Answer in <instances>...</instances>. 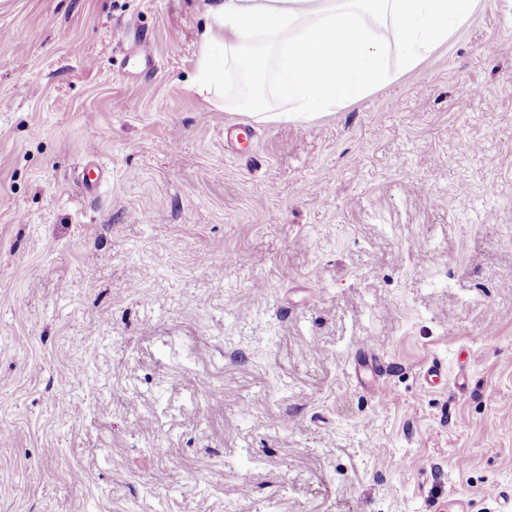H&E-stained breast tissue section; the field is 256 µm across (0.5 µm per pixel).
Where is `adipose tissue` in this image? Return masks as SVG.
Returning a JSON list of instances; mask_svg holds the SVG:
<instances>
[{
    "label": "adipose tissue",
    "mask_w": 512,
    "mask_h": 512,
    "mask_svg": "<svg viewBox=\"0 0 512 512\" xmlns=\"http://www.w3.org/2000/svg\"><path fill=\"white\" fill-rule=\"evenodd\" d=\"M477 0H217L201 39L197 85L253 117L313 119L415 69L468 21ZM287 103L280 111L275 101Z\"/></svg>",
    "instance_id": "ef3b65f1"
}]
</instances>
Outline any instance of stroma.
Wrapping results in <instances>:
<instances>
[{
    "mask_svg": "<svg viewBox=\"0 0 512 512\" xmlns=\"http://www.w3.org/2000/svg\"><path fill=\"white\" fill-rule=\"evenodd\" d=\"M212 3L0 0V512H512V0L273 122Z\"/></svg>",
    "mask_w": 512,
    "mask_h": 512,
    "instance_id": "obj_1",
    "label": "stroma"
}]
</instances>
